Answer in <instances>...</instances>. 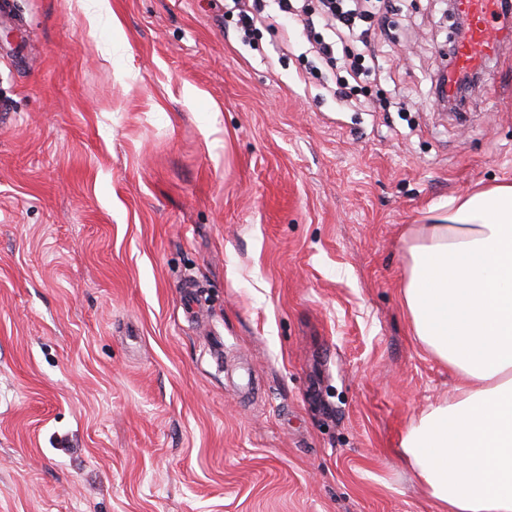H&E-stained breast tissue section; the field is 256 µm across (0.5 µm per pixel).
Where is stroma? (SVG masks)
<instances>
[{"mask_svg": "<svg viewBox=\"0 0 512 512\" xmlns=\"http://www.w3.org/2000/svg\"><path fill=\"white\" fill-rule=\"evenodd\" d=\"M14 0L0 27V512H439L397 455L454 376L412 225L512 181V38L448 118L444 0L359 101L224 0Z\"/></svg>", "mask_w": 512, "mask_h": 512, "instance_id": "35a3bbf8", "label": "stroma"}]
</instances>
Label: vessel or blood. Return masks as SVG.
Here are the masks:
<instances>
[{
	"mask_svg": "<svg viewBox=\"0 0 512 512\" xmlns=\"http://www.w3.org/2000/svg\"><path fill=\"white\" fill-rule=\"evenodd\" d=\"M459 11L467 18L468 36L455 56L453 67L472 70L482 66L489 56L498 54L499 40L493 36L495 8L499 0H456Z\"/></svg>",
	"mask_w": 512,
	"mask_h": 512,
	"instance_id": "1",
	"label": "vessel or blood"
}]
</instances>
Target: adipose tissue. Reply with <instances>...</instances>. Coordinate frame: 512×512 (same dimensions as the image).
<instances>
[{"instance_id": "adipose-tissue-1", "label": "adipose tissue", "mask_w": 512, "mask_h": 512, "mask_svg": "<svg viewBox=\"0 0 512 512\" xmlns=\"http://www.w3.org/2000/svg\"><path fill=\"white\" fill-rule=\"evenodd\" d=\"M401 304L457 383L397 453L440 512H512V182L482 187L409 234Z\"/></svg>"}]
</instances>
